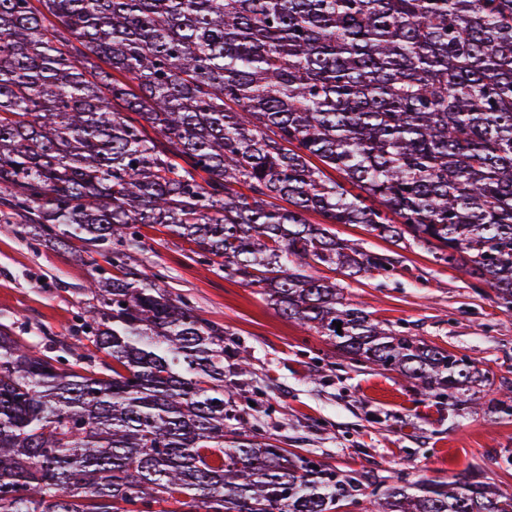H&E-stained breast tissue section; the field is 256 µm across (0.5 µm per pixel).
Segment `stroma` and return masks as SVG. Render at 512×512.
<instances>
[{"mask_svg":"<svg viewBox=\"0 0 512 512\" xmlns=\"http://www.w3.org/2000/svg\"><path fill=\"white\" fill-rule=\"evenodd\" d=\"M332 230L364 251L390 255L394 268L352 277L321 266L315 276L335 280L348 303L385 326L447 349L488 376L483 410H449L446 398L399 373L343 357L255 289L192 260L188 244L161 226L142 227L136 261L147 272L164 269L166 290L228 328L226 344L248 356L249 366L229 372L226 384L273 444L369 482L473 471L512 494V416L495 404L512 391V311L423 248L393 244L359 224ZM89 272L75 251L37 244L11 224L0 228V323L40 349L71 341L80 333Z\"/></svg>","mask_w":512,"mask_h":512,"instance_id":"1","label":"stroma"}]
</instances>
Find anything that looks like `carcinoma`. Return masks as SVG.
<instances>
[{"instance_id":"cac0c4a2","label":"carcinoma","mask_w":512,"mask_h":512,"mask_svg":"<svg viewBox=\"0 0 512 512\" xmlns=\"http://www.w3.org/2000/svg\"><path fill=\"white\" fill-rule=\"evenodd\" d=\"M308 213L512 308V0H0V224L91 267L76 358L0 323V512H512L488 481L366 494L269 443L226 398L228 330L131 262L160 224L351 360L484 382L309 274L394 262Z\"/></svg>"}]
</instances>
